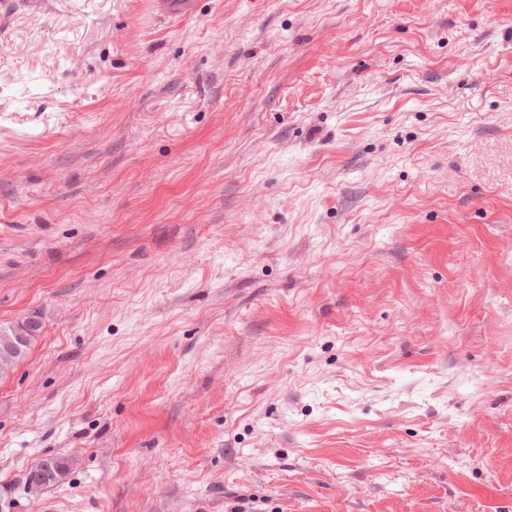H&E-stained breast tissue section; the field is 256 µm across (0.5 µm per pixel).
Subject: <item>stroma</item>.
Listing matches in <instances>:
<instances>
[{
  "mask_svg": "<svg viewBox=\"0 0 512 512\" xmlns=\"http://www.w3.org/2000/svg\"><path fill=\"white\" fill-rule=\"evenodd\" d=\"M13 2L0 501L512 512V0ZM42 326L41 324L30 318H26L18 321L17 328L14 333L13 339L5 343L4 349H0V354L5 356H11L16 359L15 366L21 360H23L31 345L33 337H39L41 335ZM44 466H47L55 475V478L50 482H46L42 478ZM67 468L68 460L62 456H48L43 458L29 470L25 485L33 495H38L43 490L58 483L66 473Z\"/></svg>",
  "mask_w": 512,
  "mask_h": 512,
  "instance_id": "1",
  "label": "stroma"
}]
</instances>
